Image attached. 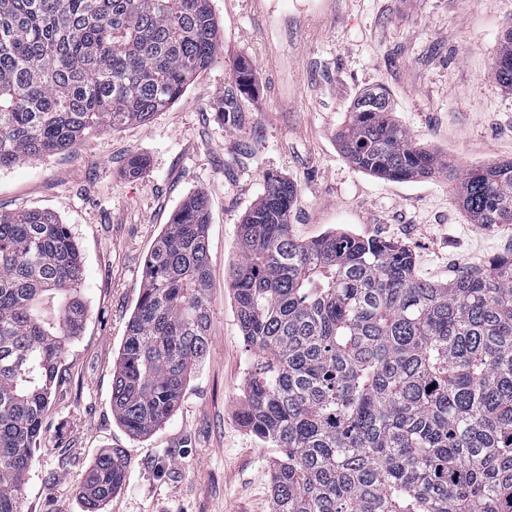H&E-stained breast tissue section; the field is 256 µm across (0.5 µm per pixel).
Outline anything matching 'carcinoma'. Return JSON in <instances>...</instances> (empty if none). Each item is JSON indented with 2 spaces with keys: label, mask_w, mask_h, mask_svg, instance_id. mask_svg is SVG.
Here are the masks:
<instances>
[{
  "label": "carcinoma",
  "mask_w": 512,
  "mask_h": 512,
  "mask_svg": "<svg viewBox=\"0 0 512 512\" xmlns=\"http://www.w3.org/2000/svg\"><path fill=\"white\" fill-rule=\"evenodd\" d=\"M209 0H0V168L145 122L216 57ZM495 73L512 89V30ZM221 118L254 90L237 61ZM357 169L391 180L445 176L471 221L512 224V162L460 169L395 121L368 91L336 134ZM244 217L229 274L256 357L243 424L283 456L271 512H512V253L446 284L420 279L411 251L331 232L300 241L297 193L268 174ZM83 262L51 211L0 213V512H22L43 421L86 310ZM208 204L177 209L147 257L112 376V415L136 438L179 406L208 348ZM52 292L58 317L41 318ZM434 389H429V386ZM126 480L99 456L81 492L100 512Z\"/></svg>",
  "instance_id": "1"
}]
</instances>
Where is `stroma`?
I'll list each match as a JSON object with an SVG mask.
<instances>
[{"mask_svg":"<svg viewBox=\"0 0 512 512\" xmlns=\"http://www.w3.org/2000/svg\"><path fill=\"white\" fill-rule=\"evenodd\" d=\"M209 5L218 52L178 101L146 122L96 130L54 155L0 169V211L54 212L84 267V331L46 414L22 512H82L87 473L110 450L122 453L127 477L103 512H271V468L281 451L240 419L254 353L226 285L240 225L266 174L297 188V239L341 230L395 241L433 283L512 252V225L486 232L472 224L447 178H378L355 169L336 142L354 100L381 89L413 140L458 167L512 161V92L494 73L512 0ZM242 58L253 66L256 93L227 123L216 104L233 89ZM133 155L147 163L138 178L125 173ZM198 193L210 224L209 346L177 411L136 439L112 416V372L153 244Z\"/></svg>","mask_w":512,"mask_h":512,"instance_id":"1","label":"stroma"}]
</instances>
